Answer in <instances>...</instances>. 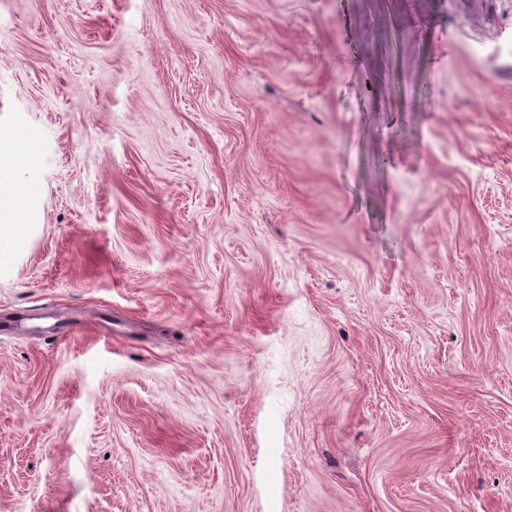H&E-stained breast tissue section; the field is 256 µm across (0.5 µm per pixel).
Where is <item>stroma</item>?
I'll use <instances>...</instances> for the list:
<instances>
[{
  "instance_id": "obj_1",
  "label": "stroma",
  "mask_w": 512,
  "mask_h": 512,
  "mask_svg": "<svg viewBox=\"0 0 512 512\" xmlns=\"http://www.w3.org/2000/svg\"><path fill=\"white\" fill-rule=\"evenodd\" d=\"M0 0V512H512V0ZM16 192L14 188L2 180V164L0 174V253H2L4 244L15 238L17 224L10 223L6 216L2 217V204L4 202H14Z\"/></svg>"
}]
</instances>
